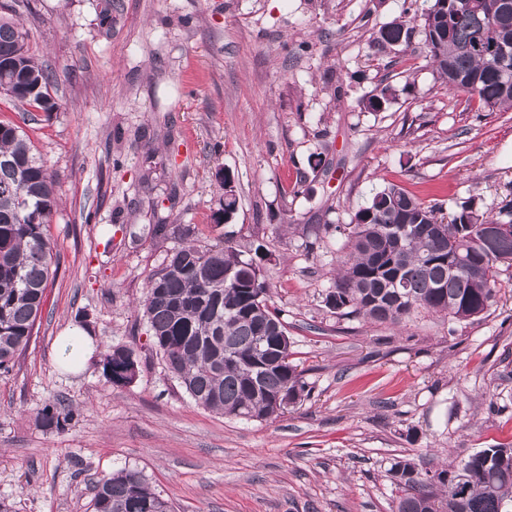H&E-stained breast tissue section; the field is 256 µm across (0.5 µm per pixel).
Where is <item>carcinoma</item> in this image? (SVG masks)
Returning a JSON list of instances; mask_svg holds the SVG:
<instances>
[{"mask_svg": "<svg viewBox=\"0 0 512 512\" xmlns=\"http://www.w3.org/2000/svg\"><path fill=\"white\" fill-rule=\"evenodd\" d=\"M409 21L393 22L378 43L408 38ZM426 57L452 92L478 98L490 112L512 109V0H431L420 15ZM20 23L0 16V98L51 113L53 74L39 61ZM396 96L376 88L365 106L379 111ZM224 220L237 207L224 176ZM58 206L56 179L33 153L21 126L0 121V371L25 351L40 316L53 254L44 234ZM500 256L477 240L481 226L497 222L475 200L447 218L397 184L377 189L351 218L348 253L337 262L325 305L337 315L402 324L420 310L458 321L475 319L494 304L500 265L512 257V204ZM185 241L150 276L140 302L153 346L168 373L194 402L242 420H268L297 403L306 390L290 359L288 328L269 303L260 261L263 246L245 254L224 243ZM405 283L395 287L394 280ZM105 379L121 385V372L138 365L133 349L109 348L100 361ZM78 410L48 404L36 414L45 429L62 430ZM390 474L403 496L397 512H512V448H485L459 466L421 472L412 460L395 461ZM93 512H172L144 476L122 469L96 481Z\"/></svg>", "mask_w": 512, "mask_h": 512, "instance_id": "1", "label": "carcinoma"}]
</instances>
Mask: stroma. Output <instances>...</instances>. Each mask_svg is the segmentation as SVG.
<instances>
[{
	"label": "stroma",
	"instance_id": "obj_1",
	"mask_svg": "<svg viewBox=\"0 0 512 512\" xmlns=\"http://www.w3.org/2000/svg\"><path fill=\"white\" fill-rule=\"evenodd\" d=\"M29 4L19 21L59 109L25 121L2 99L0 121L23 123L59 204L41 316L0 375V497L16 512H92L94 479L124 468L174 512H394L396 460L433 470L512 446V267L467 322L370 323L323 302L346 224L385 183L495 214L512 182V111L448 92L419 32L375 42L430 0ZM380 85L395 99L366 109ZM224 171L238 208L222 225ZM187 225L270 253L262 275L307 390L279 417L196 405L152 345L138 302ZM73 326L98 352L133 348L135 383L112 385L94 361L60 369L56 338ZM58 401L81 416L43 429L37 410Z\"/></svg>",
	"mask_w": 512,
	"mask_h": 512
}]
</instances>
